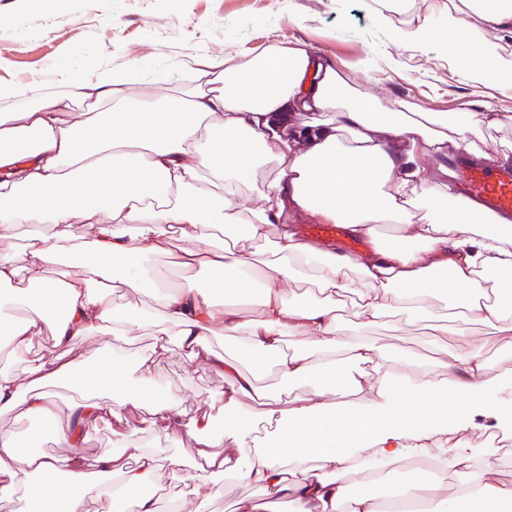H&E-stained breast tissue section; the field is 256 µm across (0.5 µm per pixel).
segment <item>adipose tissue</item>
Instances as JSON below:
<instances>
[{"instance_id": "adipose-tissue-1", "label": "adipose tissue", "mask_w": 512, "mask_h": 512, "mask_svg": "<svg viewBox=\"0 0 512 512\" xmlns=\"http://www.w3.org/2000/svg\"><path fill=\"white\" fill-rule=\"evenodd\" d=\"M408 2L369 0L392 42L454 51L479 43L466 78L512 84V0H443L415 23L403 18ZM194 77L188 95H157L134 64L66 94L0 86V96L35 97L27 111L0 113V238L29 228L20 253H0V338L25 364L19 375L0 371V415L47 420V384L76 377L85 390L68 404L71 428L55 436L60 454L23 452L16 436L0 434V512L18 496L25 512H159L146 490L181 461L129 434L98 460L101 473L120 477L118 489L84 493L83 426L111 424L131 401L147 408L151 428H184L197 440L196 512H210L218 490L207 480L217 475L261 491L262 501H240L238 512H273L284 500L291 512H512V482L492 463L498 447L483 464L464 442L445 448L449 428H498L507 412L473 326L512 334V226L464 214L426 166L451 150L479 152L477 133L495 117L477 109L413 117L399 98L377 108L330 57L302 43L269 45L243 64L207 54ZM75 100L87 110L72 111ZM295 112L313 116L304 131L289 127ZM251 196L255 205L242 206ZM292 212L344 225L370 247L352 255L316 245L289 223ZM261 239L270 257L259 265L252 245ZM154 256L204 271L206 285L154 289L143 266ZM74 257L83 274L48 277L49 266ZM306 272L316 295L291 299L289 284ZM149 287L152 301L137 315L116 312V291ZM485 287L495 300L477 299ZM351 292L352 324L341 314ZM445 293L471 323L458 352L440 361L450 387L426 366L394 378L367 331L393 313L427 315ZM243 299L254 316L241 313ZM150 326L154 346L131 362L109 350L72 351L89 335L130 341ZM48 330L60 355L38 349ZM219 332L236 357L212 348ZM172 343L192 364L223 373L217 402L232 417L224 428L151 387L147 375ZM240 355L250 369L239 367ZM274 368L307 384L308 396L280 409L262 383ZM415 459L434 467L398 487L394 501L353 495L366 464Z\"/></svg>"}]
</instances>
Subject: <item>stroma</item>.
Returning <instances> with one entry per match:
<instances>
[{
	"mask_svg": "<svg viewBox=\"0 0 512 512\" xmlns=\"http://www.w3.org/2000/svg\"><path fill=\"white\" fill-rule=\"evenodd\" d=\"M368 0H0V85H27L38 92L65 93L63 77L88 79L96 68L124 69L139 63L157 77L159 93L188 83L201 56L220 53L249 59L270 41L306 42L331 56L354 86L377 106L398 97L424 112L454 116L477 106L497 117L481 138L496 161L512 164V87L474 85L457 64V53L426 51L392 43L376 25ZM426 322L390 316L372 333L394 371L413 359L433 364L454 353L457 336L427 335ZM153 389L182 399L188 413L206 407L224 390L222 374L188 363L170 345L150 374ZM146 409L126 405L111 425H89L83 434V465L112 451L115 432L131 429L147 446L165 448L192 464L197 446L187 433L158 436L145 430Z\"/></svg>",
	"mask_w": 512,
	"mask_h": 512,
	"instance_id": "1",
	"label": "stroma"
}]
</instances>
